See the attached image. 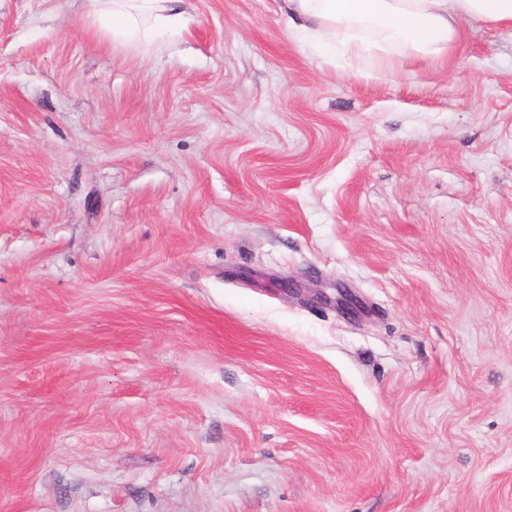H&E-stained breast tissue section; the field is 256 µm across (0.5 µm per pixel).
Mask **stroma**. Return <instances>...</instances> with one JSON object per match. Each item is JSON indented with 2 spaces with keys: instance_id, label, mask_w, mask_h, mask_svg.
<instances>
[{
  "instance_id": "stroma-1",
  "label": "stroma",
  "mask_w": 512,
  "mask_h": 512,
  "mask_svg": "<svg viewBox=\"0 0 512 512\" xmlns=\"http://www.w3.org/2000/svg\"><path fill=\"white\" fill-rule=\"evenodd\" d=\"M90 8L0 0V512H512V29ZM105 1L90 15L97 29L112 35L114 42L135 41L153 33H174L184 22L183 0H91ZM288 31L314 40L326 58L351 45L379 70L406 53L439 60L456 47L463 23L512 27V0H282Z\"/></svg>"
}]
</instances>
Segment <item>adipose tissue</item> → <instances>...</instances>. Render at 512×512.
<instances>
[{"instance_id": "adipose-tissue-1", "label": "adipose tissue", "mask_w": 512, "mask_h": 512, "mask_svg": "<svg viewBox=\"0 0 512 512\" xmlns=\"http://www.w3.org/2000/svg\"><path fill=\"white\" fill-rule=\"evenodd\" d=\"M90 16L113 41L179 30L183 0H105ZM290 32L313 39L324 57L356 47L391 71L404 54L439 60L456 47L465 23L512 27V0H283Z\"/></svg>"}]
</instances>
